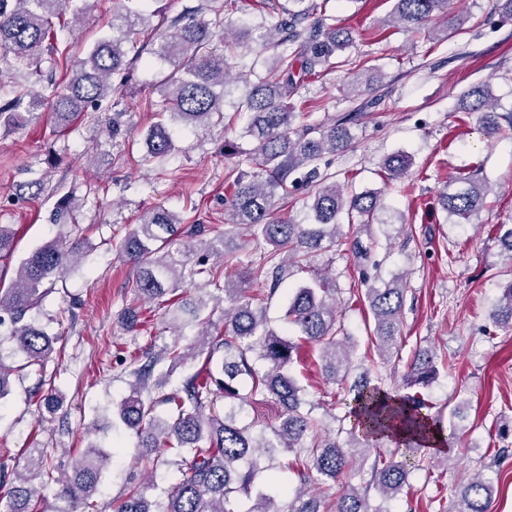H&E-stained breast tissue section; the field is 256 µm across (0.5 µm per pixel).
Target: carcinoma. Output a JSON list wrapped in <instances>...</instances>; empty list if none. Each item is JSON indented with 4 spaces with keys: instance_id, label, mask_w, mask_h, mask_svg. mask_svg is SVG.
<instances>
[{
    "instance_id": "cac0c4a2",
    "label": "carcinoma",
    "mask_w": 512,
    "mask_h": 512,
    "mask_svg": "<svg viewBox=\"0 0 512 512\" xmlns=\"http://www.w3.org/2000/svg\"><path fill=\"white\" fill-rule=\"evenodd\" d=\"M235 0H205L204 7L174 19L169 31L158 34L146 29L144 13L122 8L112 11L109 33L97 38L83 55L61 51L55 58L60 34L80 24V12L70 0H0V75L10 78V98L0 102V126L16 127L26 115L49 110L55 127L63 132L94 112L104 119L112 138L121 131L117 102L112 100V77L125 80L144 50L167 66L158 85L163 103L155 108L159 120L145 134L147 151L142 162L150 165L175 149L166 122L199 130L224 121V95L229 84L230 63L244 46L249 32L238 30L229 38L225 14ZM448 0H395L394 18L402 30L412 32L430 19L446 13ZM287 18L269 39L277 48L269 80L255 71H240L235 80L248 85L237 106L246 116L241 137L251 141L244 150L224 142V155L234 159L224 175L229 196L225 198L224 230L210 240L197 243L198 231L187 232L183 220L170 209L157 205L132 225L116 248L132 264L136 276L134 295L169 306L171 326L177 335L158 352L146 350L144 361L134 368L135 382L129 394L115 403V414L140 440L142 448H163L176 457L178 477L164 498L150 508L137 486L128 488L116 512H236L232 504L239 494H249L255 472L271 448L294 454L291 469L296 486L286 492L288 509L276 508V500L259 493L247 512H391L386 504L398 499L408 483V462L426 453L436 441L447 444L440 420L430 414L422 390L439 374L437 354L430 346L417 347L402 378L404 392L392 393L379 381L375 360L370 364L354 359L356 345L344 328L336 324V281L319 274L309 284L287 295L285 332L268 326L260 303L276 294L288 278L289 268L336 245H347L359 264L370 261L377 240L373 233L375 214L383 208L374 191L347 193L328 182L319 171L323 154L351 145L350 124L345 115L328 126L297 125L301 112L289 102L304 83L333 68L336 54L351 46L350 33L326 24L313 0H288L282 8ZM65 69V80L52 98L37 93L16 74L23 70L42 72V64ZM471 99L469 110L477 113L487 134L503 131L499 116L488 111V87L474 86L464 93ZM412 165L405 153L386 157L382 167L390 179L404 178ZM308 189L311 222L297 224L275 219L277 200L288 198L289 188ZM487 186L483 181L461 176L439 195L442 209L450 217L469 220L484 207ZM345 213L360 222L340 231L337 218ZM251 237L255 249L263 250L257 261H249L239 279L227 274L228 240L236 234ZM15 232L0 225V260L13 253ZM77 262V252L67 235L36 248L20 263L7 288L0 287L1 337L12 343L24 366L44 373L56 353L59 336L49 335L32 316L54 284ZM205 278L213 291L194 299H175L183 284L196 285ZM364 302L373 319L369 331L378 359L385 361L399 348L403 337L406 301L404 275L388 282L364 275ZM224 301V323L213 321L210 304ZM490 319L498 327L512 326V281L507 282L493 306ZM197 327L194 342L183 345L181 329ZM319 346V369L325 381L338 386L349 400L341 427L331 435L323 431L316 406L307 399L306 388L288 373L299 356L301 343ZM205 356L197 371L178 386L165 390L168 375H154L156 365L167 358L184 364ZM47 386L39 407L50 413L62 408L54 385ZM271 397L279 406L278 423L271 436L256 435L241 422L246 405L257 397ZM169 406V415L157 413ZM346 438H341V434ZM395 444L402 460H385L372 454L380 443ZM120 455L118 447L89 445L74 459L72 475L55 477L53 459L39 448L25 457L18 484L0 512H37L33 498L35 481L59 485L56 496L64 503L58 512H82L88 500L100 493L103 471ZM369 466L370 481L363 488L345 484L331 505L312 491L328 481L348 478L355 466ZM375 489L384 505L370 504L368 492ZM492 484L475 476L460 494L455 512H490Z\"/></svg>"
}]
</instances>
